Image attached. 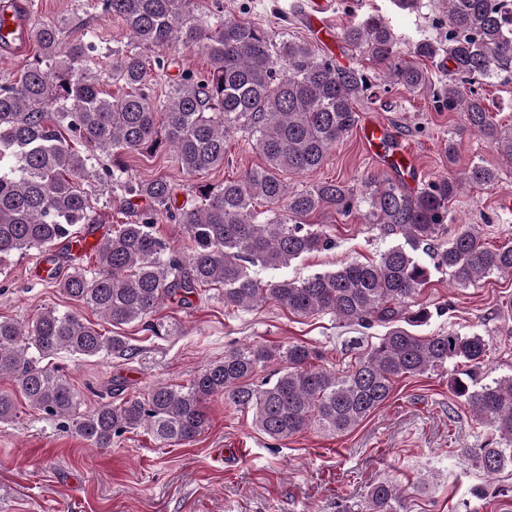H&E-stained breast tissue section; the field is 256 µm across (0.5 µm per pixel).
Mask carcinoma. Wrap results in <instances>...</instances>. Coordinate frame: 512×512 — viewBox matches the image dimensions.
<instances>
[{
    "mask_svg": "<svg viewBox=\"0 0 512 512\" xmlns=\"http://www.w3.org/2000/svg\"><path fill=\"white\" fill-rule=\"evenodd\" d=\"M196 0H97L102 14L128 32L126 49L112 52L107 79L128 88L122 96L101 89L100 47L90 34L65 42L61 22L35 19L28 41L37 53L19 77L0 83V260L32 249L43 254V280L55 283L112 325L143 321L165 302L189 304L207 286L222 289L224 306L249 310L273 301L303 317L330 314L346 323L386 328L347 370H330L320 351L302 343L268 347L243 343L199 370L186 385L156 383L144 396L105 401L80 412L75 392L46 363L61 352L83 357L125 355L121 336H106L73 311L46 309L26 325L0 319V378H10L28 404L61 421L95 448L144 428L163 446L192 441L206 426L213 397L252 415L254 427L275 441L311 426L344 433L383 405L402 376H420L453 361L465 370L452 391L490 432L481 448H462L486 475L512 469V376L488 380V341L454 331L418 336L411 331L431 311L415 302L432 271L447 272L465 288L494 274L512 276V245L486 246L471 224L441 241L452 222L449 203L465 184L488 186L499 174L474 163L462 173L408 190L391 179L361 187L336 180L289 189L285 172L318 169L357 123L356 104L375 86L364 68L343 67L311 44L245 19L224 18V4L198 12ZM448 13V30L397 34L370 14L341 33V42L381 66L383 85L433 88L439 107L462 114L463 130L512 160V130L504 129L472 85L512 82V4L508 0H431ZM410 48L406 60L400 46ZM180 45L201 51L203 72L186 70L154 95V77L168 75L175 58L146 51ZM427 61L431 68L419 65ZM248 134L266 164L218 186L199 185L176 205L174 187L160 176L132 177L126 153H174L188 175L224 164V138ZM81 149H76L73 144ZM111 164L96 170L100 155ZM111 183L144 207L99 244L96 268L75 267L58 278L50 248L73 242L77 224H97L93 181ZM266 204L262 212L255 205ZM325 212L358 213L392 245L368 263H347L302 279L264 283L250 269L286 267L334 241L312 218ZM166 216L183 226L190 246L177 248L155 232ZM432 248L433 267L416 252ZM271 373H260L273 364ZM343 512H409L393 481L374 484L361 506Z\"/></svg>",
    "mask_w": 512,
    "mask_h": 512,
    "instance_id": "carcinoma-1",
    "label": "carcinoma"
}]
</instances>
